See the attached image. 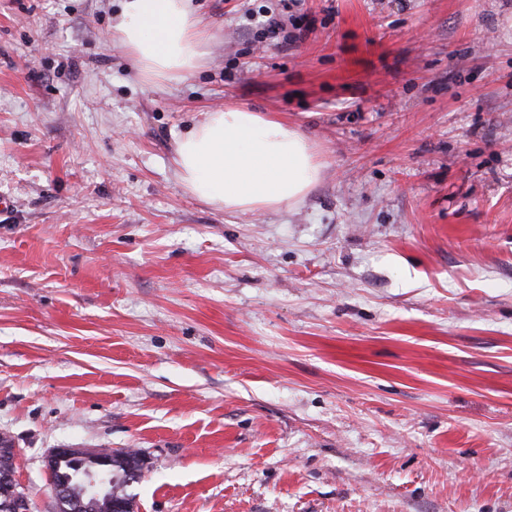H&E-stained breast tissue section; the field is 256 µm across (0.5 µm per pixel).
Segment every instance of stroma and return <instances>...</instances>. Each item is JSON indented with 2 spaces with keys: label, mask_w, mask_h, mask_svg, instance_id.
<instances>
[{
  "label": "stroma",
  "mask_w": 512,
  "mask_h": 512,
  "mask_svg": "<svg viewBox=\"0 0 512 512\" xmlns=\"http://www.w3.org/2000/svg\"><path fill=\"white\" fill-rule=\"evenodd\" d=\"M192 0L204 64L115 48L121 0H0V435L135 449L134 512H512V0ZM227 104L323 164L227 213L176 137ZM288 21L294 25V15H289L282 11L281 14L269 17L266 21L260 23L262 39H275L282 35L283 42H288Z\"/></svg>",
  "instance_id": "1"
}]
</instances>
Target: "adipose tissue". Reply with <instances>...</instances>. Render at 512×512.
Segmentation results:
<instances>
[{"mask_svg":"<svg viewBox=\"0 0 512 512\" xmlns=\"http://www.w3.org/2000/svg\"><path fill=\"white\" fill-rule=\"evenodd\" d=\"M210 39L191 0H123L112 27L114 45L155 85L192 75L204 62ZM173 164L192 195L234 213L298 202L323 169L296 129L275 116L231 105L207 112L176 139Z\"/></svg>","mask_w":512,"mask_h":512,"instance_id":"adipose-tissue-1","label":"adipose tissue"}]
</instances>
